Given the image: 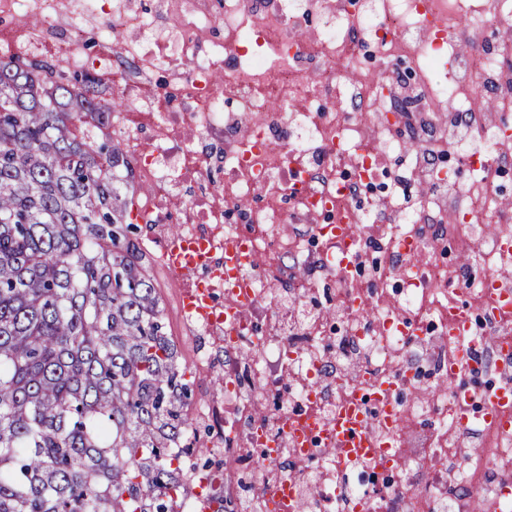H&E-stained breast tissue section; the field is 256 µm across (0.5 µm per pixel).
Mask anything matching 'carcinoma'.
I'll list each match as a JSON object with an SVG mask.
<instances>
[{"label": "carcinoma", "mask_w": 512, "mask_h": 512, "mask_svg": "<svg viewBox=\"0 0 512 512\" xmlns=\"http://www.w3.org/2000/svg\"><path fill=\"white\" fill-rule=\"evenodd\" d=\"M0 61V512H180L218 468L138 242L123 103Z\"/></svg>", "instance_id": "obj_1"}]
</instances>
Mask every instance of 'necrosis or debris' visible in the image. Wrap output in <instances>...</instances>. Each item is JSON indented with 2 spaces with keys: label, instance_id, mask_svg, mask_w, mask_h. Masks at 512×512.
I'll list each match as a JSON object with an SVG mask.
<instances>
[{
  "label": "necrosis or debris",
  "instance_id": "1",
  "mask_svg": "<svg viewBox=\"0 0 512 512\" xmlns=\"http://www.w3.org/2000/svg\"><path fill=\"white\" fill-rule=\"evenodd\" d=\"M103 34L125 35L120 48L99 54L95 67L123 72L128 60L138 80L113 84V97L131 102L112 115L139 163L145 187L137 201L152 236L166 242L172 230L205 239L213 252L244 238L257 263L248 270L251 301L238 340L223 323L194 321L205 342L224 352V389L204 418L223 440L222 470L201 479L202 494L230 492L237 512H280L277 494L289 489L291 512H512V427L477 420L463 428L446 367L460 347L449 341L448 269L439 261L447 239L475 252L488 276L512 274V254L501 246L512 231V207L501 202L496 174L512 169V138L502 134L495 112L512 111V45L454 53L450 79L435 80L439 62L454 52L457 22L512 23V0H372L350 10L345 0H155L148 11L130 0H82ZM41 14L44 27L25 20ZM62 14L60 0H0V17L14 24L0 31V54L34 52L86 67L78 33L58 39L50 30ZM331 21L304 30L307 16ZM447 24L438 35L429 17ZM381 58L413 52L415 94L409 110L397 107V81L369 75L359 63L364 47ZM234 58L225 69V58ZM167 70L176 94L157 90L154 73ZM497 89L496 110L473 114L469 125L438 112L443 102L466 101L474 84ZM292 128L284 138V128ZM472 146L475 177L461 186L429 166L430 152ZM390 153L411 158L409 178L431 186L408 208L383 199L362 210L366 183L377 180ZM223 179L212 183L210 173ZM249 203L246 223L230 211ZM359 224L357 249L343 259L336 239L323 235L326 221ZM414 243L420 260L390 265L368 297L360 266H377ZM331 285L329 306L311 308L314 283ZM393 283L396 295L384 291ZM480 340L477 373L501 382L512 342V324L480 311L473 321ZM402 377L390 395L403 419L432 414L427 436L408 434L405 451L379 448L340 476L329 438L312 434L301 451L285 430L286 418L313 414L328 425L365 373ZM278 445L277 455L255 454L254 428ZM308 455L313 468H298ZM495 471H486L485 456ZM479 483L481 501L460 494Z\"/></svg>",
  "mask_w": 512,
  "mask_h": 512
}]
</instances>
